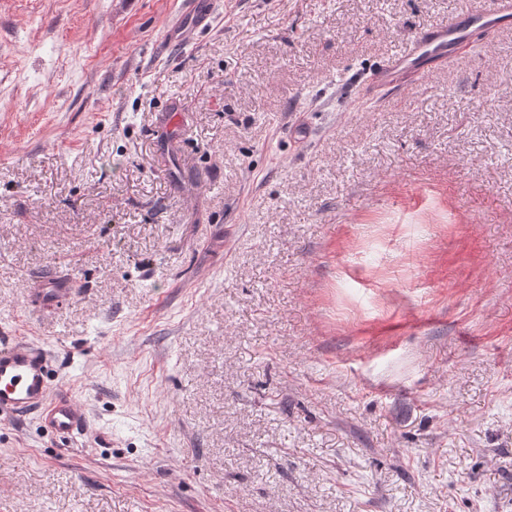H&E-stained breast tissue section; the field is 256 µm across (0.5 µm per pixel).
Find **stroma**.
Here are the masks:
<instances>
[{"label": "stroma", "instance_id": "stroma-1", "mask_svg": "<svg viewBox=\"0 0 512 512\" xmlns=\"http://www.w3.org/2000/svg\"><path fill=\"white\" fill-rule=\"evenodd\" d=\"M183 2L0 0V342L87 420L0 512H512V31L369 102L484 0ZM73 294L67 279L54 278L47 288L39 291V302L44 307H54Z\"/></svg>", "mask_w": 512, "mask_h": 512}]
</instances>
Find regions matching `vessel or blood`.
Returning <instances> with one entry per match:
<instances>
[{
    "label": "vessel or blood",
    "mask_w": 512,
    "mask_h": 512,
    "mask_svg": "<svg viewBox=\"0 0 512 512\" xmlns=\"http://www.w3.org/2000/svg\"><path fill=\"white\" fill-rule=\"evenodd\" d=\"M512 30V0H491L488 7L461 9L448 20L421 26L397 53L372 72L365 94L371 98L401 93L424 82L436 69L447 66L459 48L487 43ZM68 280L52 279L39 292L42 306L53 307L70 297ZM38 413L42 427L61 439H72L85 425V414L75 398L54 393L50 359L40 348L23 340L0 345V419Z\"/></svg>",
    "instance_id": "b4317fda"
}]
</instances>
